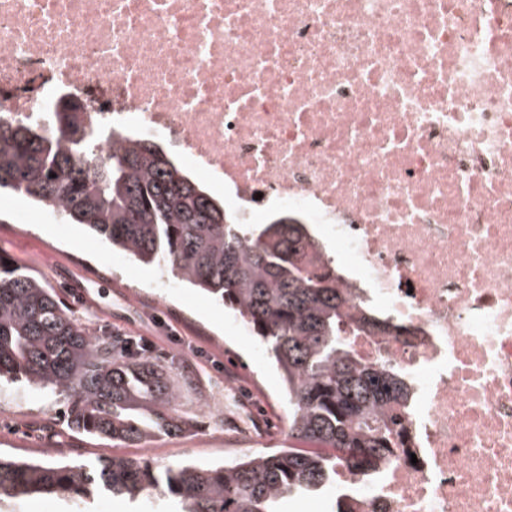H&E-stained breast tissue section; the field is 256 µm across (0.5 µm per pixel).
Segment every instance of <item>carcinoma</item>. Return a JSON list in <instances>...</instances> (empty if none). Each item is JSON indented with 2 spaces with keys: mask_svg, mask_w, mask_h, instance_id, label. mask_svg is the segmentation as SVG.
<instances>
[{
  "mask_svg": "<svg viewBox=\"0 0 512 512\" xmlns=\"http://www.w3.org/2000/svg\"><path fill=\"white\" fill-rule=\"evenodd\" d=\"M77 107L68 126L0 124V193L21 196L83 225L112 248L200 289L229 309L265 351L287 405V448L220 466H152L121 457L95 462L20 461L0 455V503L20 495L99 493L135 501L162 489L181 512H282L283 502L330 487L336 467L364 480L403 445L408 387L384 363L347 343L383 333L371 308L353 311L336 268L303 222L277 213L242 224L224 202L152 140L112 153L83 139ZM70 393L78 432L126 444L178 435L182 390L129 345L96 334L42 279L0 259V377Z\"/></svg>",
  "mask_w": 512,
  "mask_h": 512,
  "instance_id": "cac0c4a2",
  "label": "carcinoma"
}]
</instances>
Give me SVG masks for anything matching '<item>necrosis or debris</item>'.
<instances>
[{"instance_id": "necrosis-or-debris-1", "label": "necrosis or debris", "mask_w": 512, "mask_h": 512, "mask_svg": "<svg viewBox=\"0 0 512 512\" xmlns=\"http://www.w3.org/2000/svg\"><path fill=\"white\" fill-rule=\"evenodd\" d=\"M69 95L257 223L301 216L411 388L350 512H512V0H0V118ZM407 335H397V327Z\"/></svg>"}]
</instances>
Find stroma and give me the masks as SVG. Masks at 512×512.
Returning a JSON list of instances; mask_svg holds the SVG:
<instances>
[{
  "label": "stroma",
  "mask_w": 512,
  "mask_h": 512,
  "mask_svg": "<svg viewBox=\"0 0 512 512\" xmlns=\"http://www.w3.org/2000/svg\"><path fill=\"white\" fill-rule=\"evenodd\" d=\"M0 257L33 272L54 288L63 306L98 333L130 342L132 351L165 366L174 381L190 379L179 412L193 428L137 445L117 444L71 430L67 393L21 382H0V453L23 459L91 461L124 457L155 465L231 461L224 438L249 433L255 452L282 446L285 411L280 380L266 359L255 358L251 334L224 337L226 314L184 284L159 292L158 272L113 250L76 224L61 223L24 198L0 196ZM169 496L129 501L101 495L85 501L67 495L19 496L0 512H175Z\"/></svg>",
  "instance_id": "obj_1"
}]
</instances>
